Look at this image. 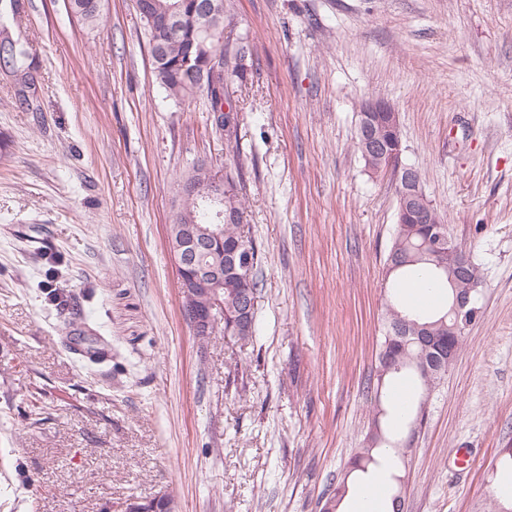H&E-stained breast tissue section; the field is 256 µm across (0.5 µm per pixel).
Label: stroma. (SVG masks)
Segmentation results:
<instances>
[{"mask_svg": "<svg viewBox=\"0 0 512 512\" xmlns=\"http://www.w3.org/2000/svg\"><path fill=\"white\" fill-rule=\"evenodd\" d=\"M227 2L225 48L252 45L224 86L233 147L204 106L159 93L135 0H101L94 28L67 0L17 16L0 0V41L30 64L22 83L0 60V512L162 492L175 512H320L372 418L392 291L396 184L356 147L370 99L397 112L403 162L481 274L403 512H488L512 448V0ZM199 159L241 167L261 255L247 343L201 341L182 315L167 229Z\"/></svg>", "mask_w": 512, "mask_h": 512, "instance_id": "35a3bbf8", "label": "stroma"}]
</instances>
